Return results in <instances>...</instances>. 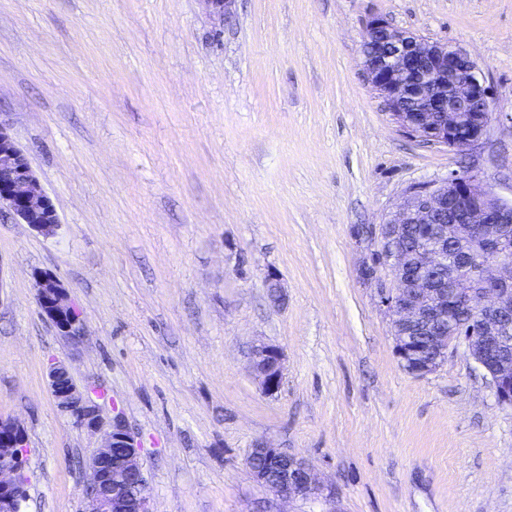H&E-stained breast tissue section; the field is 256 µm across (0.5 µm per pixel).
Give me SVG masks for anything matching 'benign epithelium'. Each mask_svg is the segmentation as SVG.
Instances as JSON below:
<instances>
[{
  "label": "benign epithelium",
  "mask_w": 512,
  "mask_h": 512,
  "mask_svg": "<svg viewBox=\"0 0 512 512\" xmlns=\"http://www.w3.org/2000/svg\"><path fill=\"white\" fill-rule=\"evenodd\" d=\"M219 22L236 0H203ZM361 53L372 87L407 134L426 144L464 152L483 140L493 119L492 92L467 51L428 41L368 19ZM0 212L44 236L59 226L56 207L24 150L0 123ZM429 233L416 252L402 243L409 227ZM393 287L379 290L390 317L395 350L417 376L435 371L450 346L461 345L489 378L496 401L512 409V201H504L467 171H452L439 184L422 183L380 225V246ZM477 272L480 285L473 284ZM37 305L57 334L72 344L84 338L82 312L50 271L33 272ZM251 368L263 390L277 392L283 378L279 348L258 345ZM47 385L58 409L73 424L101 434L80 485L81 512H152L140 448L125 420L105 421L101 407L52 361ZM28 434L22 423L0 419V512H21L27 482L21 460ZM253 480L283 500L330 494L303 459L269 444L251 449Z\"/></svg>",
  "instance_id": "obj_1"
}]
</instances>
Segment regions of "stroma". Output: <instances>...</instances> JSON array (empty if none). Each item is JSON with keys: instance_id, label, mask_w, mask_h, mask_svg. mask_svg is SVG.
<instances>
[{"instance_id": "obj_1", "label": "stroma", "mask_w": 512, "mask_h": 512, "mask_svg": "<svg viewBox=\"0 0 512 512\" xmlns=\"http://www.w3.org/2000/svg\"><path fill=\"white\" fill-rule=\"evenodd\" d=\"M374 15L469 51L495 93L465 152L407 135L362 66ZM0 121L53 199L0 214V417L23 422L24 512H80L99 443L56 408L60 360L137 436L152 512H512V409L463 348L395 353L375 236L414 185L469 171L512 200V0H0ZM83 312L74 347L32 272ZM277 274L282 298L265 285ZM278 347L266 393L256 345ZM306 460L335 501L285 502L246 460ZM251 368L266 393L273 394L279 390L283 378V357L279 348L265 344L256 346Z\"/></svg>"}]
</instances>
